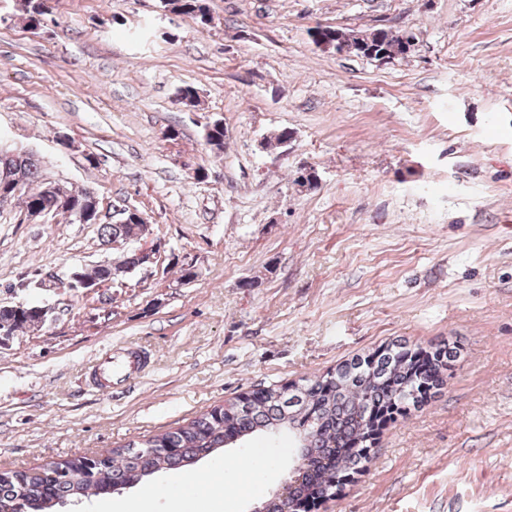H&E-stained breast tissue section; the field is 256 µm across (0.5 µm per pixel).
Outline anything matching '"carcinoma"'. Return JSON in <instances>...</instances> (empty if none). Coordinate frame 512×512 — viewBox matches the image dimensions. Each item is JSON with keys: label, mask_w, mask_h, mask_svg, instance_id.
Listing matches in <instances>:
<instances>
[{"label": "carcinoma", "mask_w": 512, "mask_h": 512, "mask_svg": "<svg viewBox=\"0 0 512 512\" xmlns=\"http://www.w3.org/2000/svg\"><path fill=\"white\" fill-rule=\"evenodd\" d=\"M45 2L22 0L29 27L43 25ZM160 3L164 9L190 16L202 25L210 21L206 0ZM316 35L343 43L347 53L357 57L366 58L369 51L381 50L391 57L405 58L412 49L410 45L403 46L401 32L386 28L345 32L318 26L311 31V36ZM17 173L24 181V191L16 196L0 189L1 206L17 199L27 213L72 216L74 208L89 201L91 191L71 189V207L62 206L55 195L45 190L46 177L34 154L0 153V178ZM141 231L140 224L100 225L105 245L132 240ZM37 322L38 311L32 306L0 308V324H7L14 332L31 329ZM418 354L420 351L401 343H391L301 384L270 385L254 391L251 398L238 396L185 425L105 451L96 459L64 458L40 471H0V502L21 512H59L67 504L77 506L93 497L133 487L164 470L192 466L230 446L233 439L240 445L257 434L275 440L282 435H296L297 426L308 435L303 452L309 466L301 475L293 498L286 502L272 494L263 498L266 512H294V499L314 494L328 498L333 495L340 475L360 471L382 410L394 405L405 407L415 402L424 387L442 382L452 349L445 345L427 353L423 367L418 363Z\"/></svg>", "instance_id": "1"}]
</instances>
